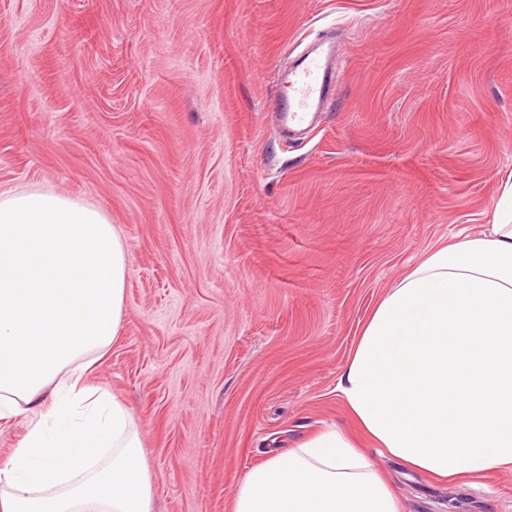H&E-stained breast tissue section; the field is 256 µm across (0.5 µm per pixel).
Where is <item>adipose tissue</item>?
<instances>
[{"label":"adipose tissue","instance_id":"1","mask_svg":"<svg viewBox=\"0 0 512 512\" xmlns=\"http://www.w3.org/2000/svg\"><path fill=\"white\" fill-rule=\"evenodd\" d=\"M127 267L96 208L0 193V421L29 419L0 466V512H153L134 419L90 382L120 332ZM336 396L415 473L512 466V194L488 233L430 250L376 302ZM368 450L335 427L305 436L249 471L233 512H404Z\"/></svg>","mask_w":512,"mask_h":512}]
</instances>
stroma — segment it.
<instances>
[{
  "instance_id": "1",
  "label": "stroma",
  "mask_w": 512,
  "mask_h": 512,
  "mask_svg": "<svg viewBox=\"0 0 512 512\" xmlns=\"http://www.w3.org/2000/svg\"><path fill=\"white\" fill-rule=\"evenodd\" d=\"M330 30L331 105L283 137L280 77ZM509 185L512 0H0V191L82 199L124 244L92 381L139 425L154 512H233L271 454L358 437L335 388L360 326ZM373 462L405 512H512V467Z\"/></svg>"
}]
</instances>
